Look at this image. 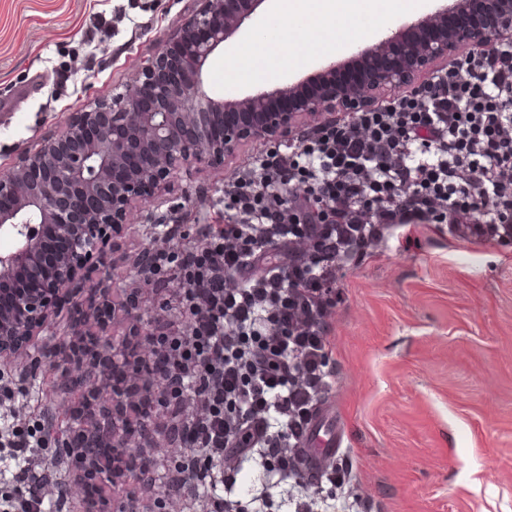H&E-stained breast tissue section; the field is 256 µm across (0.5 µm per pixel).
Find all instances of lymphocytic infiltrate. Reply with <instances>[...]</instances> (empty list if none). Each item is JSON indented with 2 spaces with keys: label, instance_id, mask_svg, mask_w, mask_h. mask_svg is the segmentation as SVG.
<instances>
[{
  "label": "lymphocytic infiltrate",
  "instance_id": "f902f5d3",
  "mask_svg": "<svg viewBox=\"0 0 512 512\" xmlns=\"http://www.w3.org/2000/svg\"><path fill=\"white\" fill-rule=\"evenodd\" d=\"M327 209H320L319 199ZM512 223V37L468 52L427 85L257 153L224 184V221L156 225L133 265L71 302L49 367L82 392L62 445L48 419L0 416V512H250L229 458L278 486L291 443L330 385L329 316L341 262L391 225L445 224L499 241ZM159 295L143 317L142 286ZM127 334H107L116 316ZM175 449L172 457L163 456ZM68 460L56 498L34 462Z\"/></svg>",
  "mask_w": 512,
  "mask_h": 512
}]
</instances>
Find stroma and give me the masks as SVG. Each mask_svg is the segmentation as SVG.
Wrapping results in <instances>:
<instances>
[{"label": "stroma", "instance_id": "1", "mask_svg": "<svg viewBox=\"0 0 512 512\" xmlns=\"http://www.w3.org/2000/svg\"><path fill=\"white\" fill-rule=\"evenodd\" d=\"M191 0H0V167L70 113L122 87L187 13ZM263 34L304 65L257 86L207 68L215 98H242L307 75L350 48L316 52L319 34L282 21L276 0L233 44ZM181 173L160 198L132 206L105 266L131 288V265L153 225L220 224L224 183L259 151ZM329 320L332 384L319 400L345 435L336 496L349 512H512V246L475 243L432 224L386 230L348 261ZM61 380L40 367L33 391L66 425Z\"/></svg>", "mask_w": 512, "mask_h": 512}]
</instances>
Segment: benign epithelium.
<instances>
[{"label": "benign epithelium", "mask_w": 512, "mask_h": 512, "mask_svg": "<svg viewBox=\"0 0 512 512\" xmlns=\"http://www.w3.org/2000/svg\"><path fill=\"white\" fill-rule=\"evenodd\" d=\"M192 2L123 91L69 114L0 169V233L16 241L0 253V283L19 275L27 282L0 309V354L33 345L65 296L78 299L116 246L131 204L154 199L174 175L222 166L246 140L287 143L311 120L418 88L462 52L489 51L494 36L512 35V0H455L360 53L353 73L329 62L295 85L226 100L208 92V63L266 0ZM48 236L60 243L50 264L41 253Z\"/></svg>", "instance_id": "benign-epithelium-1"}]
</instances>
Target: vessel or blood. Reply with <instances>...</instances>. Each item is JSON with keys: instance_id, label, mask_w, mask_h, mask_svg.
<instances>
[{"instance_id": "b4317fda", "label": "vessel or blood", "mask_w": 512, "mask_h": 512, "mask_svg": "<svg viewBox=\"0 0 512 512\" xmlns=\"http://www.w3.org/2000/svg\"><path fill=\"white\" fill-rule=\"evenodd\" d=\"M343 442L344 434L336 425L335 414L325 408L318 409L298 440V451L311 482H322L329 460L341 451Z\"/></svg>"}]
</instances>
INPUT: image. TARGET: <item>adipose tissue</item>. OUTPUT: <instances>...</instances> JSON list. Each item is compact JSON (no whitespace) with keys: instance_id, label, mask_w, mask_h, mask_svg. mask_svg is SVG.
I'll use <instances>...</instances> for the list:
<instances>
[{"instance_id":"ef3b65f1","label":"adipose tissue","mask_w":512,"mask_h":512,"mask_svg":"<svg viewBox=\"0 0 512 512\" xmlns=\"http://www.w3.org/2000/svg\"><path fill=\"white\" fill-rule=\"evenodd\" d=\"M420 0H280L282 18L298 20L306 27L323 29L327 37L323 48L333 52L336 47L358 41L362 30L354 25L357 16H368L374 27L381 28L398 15L417 8ZM299 57L283 54L257 35L248 45L234 48L224 59L225 72L249 74L251 79L266 81L285 69L300 65Z\"/></svg>"}]
</instances>
